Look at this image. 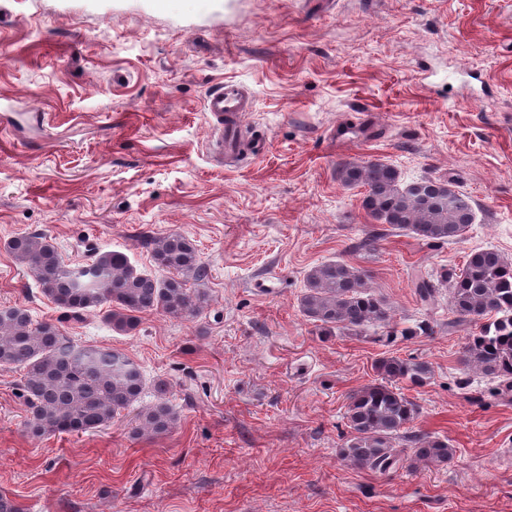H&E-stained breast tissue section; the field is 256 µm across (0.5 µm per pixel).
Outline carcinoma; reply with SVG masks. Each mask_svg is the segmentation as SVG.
Returning <instances> with one entry per match:
<instances>
[{"label":"carcinoma","instance_id":"1","mask_svg":"<svg viewBox=\"0 0 512 512\" xmlns=\"http://www.w3.org/2000/svg\"><path fill=\"white\" fill-rule=\"evenodd\" d=\"M348 186H362L363 207L392 229L409 230L427 241L454 242L475 219L465 193L435 179L404 184L396 169L382 162L347 163L338 170ZM159 276L142 270L115 250L94 251L90 262L66 264L42 234L11 238L4 248L35 277L41 293L58 308L78 315L107 306L106 320L119 333L134 330L140 314L158 311L168 318H195L204 295L186 287L206 276L198 251L181 234L149 242ZM369 271L343 260H329L310 269L300 296L302 315L322 330L364 336L386 328L391 309L370 291ZM417 296L428 301L442 288L457 325H478L468 336L461 364L498 382L504 396L512 391V260L494 249L470 252L460 270L436 279L420 276ZM0 367L23 370L20 387L29 408L25 431L83 435L100 431L121 411L132 407L144 389L139 366L110 348L77 343L50 321L34 322L20 306L0 308ZM381 381L353 392L346 405L348 435L339 455L348 465L386 472L398 463L396 443L415 449L418 461L446 464L456 449L446 440L408 431L418 409L398 384L420 387L432 376L421 361L382 358L376 365ZM135 432H169L177 413L164 400L136 413Z\"/></svg>","mask_w":512,"mask_h":512}]
</instances>
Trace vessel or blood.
Returning <instances> with one entry per match:
<instances>
[{
  "label": "vessel or blood",
  "mask_w": 512,
  "mask_h": 512,
  "mask_svg": "<svg viewBox=\"0 0 512 512\" xmlns=\"http://www.w3.org/2000/svg\"><path fill=\"white\" fill-rule=\"evenodd\" d=\"M252 106V91L235 80L219 83L208 94L205 108L214 121L209 147L220 158L235 157L242 151L251 156L264 152V141L251 139L244 145L239 142L244 118Z\"/></svg>",
  "instance_id": "vessel-or-blood-1"
}]
</instances>
